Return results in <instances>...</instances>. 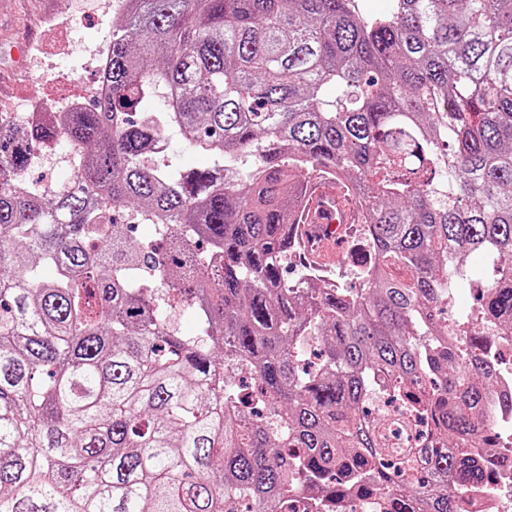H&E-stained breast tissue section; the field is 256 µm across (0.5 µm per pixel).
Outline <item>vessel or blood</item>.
Masks as SVG:
<instances>
[{"label":"vessel or blood","mask_w":512,"mask_h":512,"mask_svg":"<svg viewBox=\"0 0 512 512\" xmlns=\"http://www.w3.org/2000/svg\"><path fill=\"white\" fill-rule=\"evenodd\" d=\"M361 221V209L343 183L320 171L309 175L294 217L304 256L319 263L335 261L344 229Z\"/></svg>","instance_id":"b4317fda"}]
</instances>
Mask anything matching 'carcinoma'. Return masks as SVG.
<instances>
[{"label": "carcinoma", "mask_w": 512, "mask_h": 512, "mask_svg": "<svg viewBox=\"0 0 512 512\" xmlns=\"http://www.w3.org/2000/svg\"><path fill=\"white\" fill-rule=\"evenodd\" d=\"M101 79L90 110L0 114V512H454L512 466L474 457L503 447L512 0H129ZM63 141L71 181H30ZM316 165L364 206L358 288L283 277ZM170 151L176 163L184 169L204 168L209 164L207 157L187 147L176 136L172 139ZM488 361L495 365L499 376L498 386L495 395L490 400L486 411V423L490 426H499L510 422L512 425V413L505 412L500 406L502 393L509 396L512 390V336L510 333L499 335L495 338V349L491 360Z\"/></svg>", "instance_id": "obj_1"}]
</instances>
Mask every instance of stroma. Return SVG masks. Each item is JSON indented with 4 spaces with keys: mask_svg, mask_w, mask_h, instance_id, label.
Segmentation results:
<instances>
[{
    "mask_svg": "<svg viewBox=\"0 0 512 512\" xmlns=\"http://www.w3.org/2000/svg\"><path fill=\"white\" fill-rule=\"evenodd\" d=\"M64 13L74 16L75 24L54 28V19ZM112 26L101 16L98 0H0V92L11 96L21 112L45 97L78 96L89 77L86 51L111 38ZM53 39L72 46L69 56L56 61V81L37 70L33 57L35 48Z\"/></svg>",
    "mask_w": 512,
    "mask_h": 512,
    "instance_id": "obj_1",
    "label": "stroma"
}]
</instances>
